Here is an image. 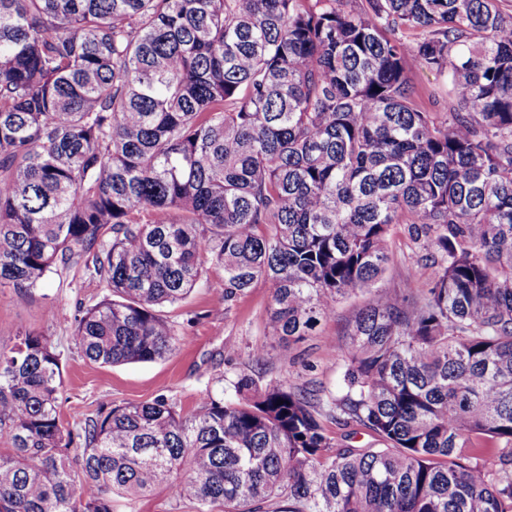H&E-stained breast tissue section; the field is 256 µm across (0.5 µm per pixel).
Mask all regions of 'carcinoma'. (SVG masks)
<instances>
[{"label":"carcinoma","instance_id":"1","mask_svg":"<svg viewBox=\"0 0 512 512\" xmlns=\"http://www.w3.org/2000/svg\"><path fill=\"white\" fill-rule=\"evenodd\" d=\"M395 225L426 248L387 292ZM81 256L112 297L71 342L104 365L183 343L160 307L207 263L226 313L268 281L292 343L369 298L334 391L243 371L227 400L72 425L61 354L20 333L0 349V512H137L160 488L195 512H512L508 0H0V288ZM411 79L417 90L423 96V100L428 107H431L439 112L445 111L447 102L439 99L437 104L431 106L427 99L429 91L436 88L441 81L438 75L427 70L414 68L411 72Z\"/></svg>","mask_w":512,"mask_h":512}]
</instances>
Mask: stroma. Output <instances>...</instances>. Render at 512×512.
Wrapping results in <instances>:
<instances>
[{"label":"stroma","instance_id":"stroma-1","mask_svg":"<svg viewBox=\"0 0 512 512\" xmlns=\"http://www.w3.org/2000/svg\"><path fill=\"white\" fill-rule=\"evenodd\" d=\"M223 290V273L212 268L185 301L162 307V314L186 340L169 357L151 363L100 365L72 347L70 321L78 308L95 305L110 290L78 259L54 268L28 293L0 288V347L12 346L24 331L50 337L62 357L61 417L68 423L83 420L109 402L142 403L164 395L188 411L202 392L232 394L241 361L259 346L271 351L266 364L252 367L264 379L288 375L299 383L336 388L340 380L336 351L327 341L342 337L365 297L338 303L335 316L323 321L314 336L291 344L266 329L269 282H255L229 312L224 309ZM50 302L57 312L53 322L45 316Z\"/></svg>","mask_w":512,"mask_h":512}]
</instances>
